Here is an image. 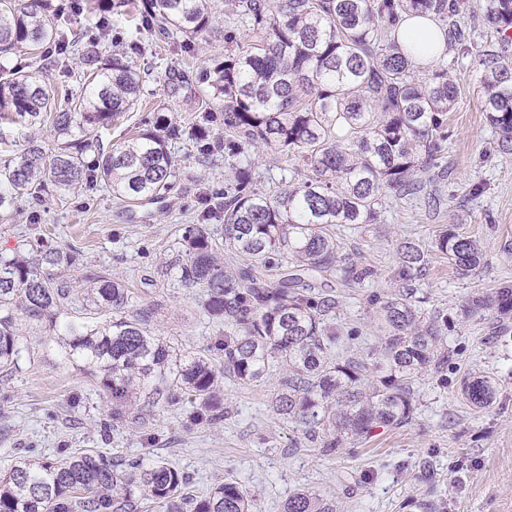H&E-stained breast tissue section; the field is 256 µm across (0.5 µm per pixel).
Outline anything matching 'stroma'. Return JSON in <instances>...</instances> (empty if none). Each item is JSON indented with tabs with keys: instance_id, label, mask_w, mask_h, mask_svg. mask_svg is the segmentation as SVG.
<instances>
[{
	"instance_id": "35a3bbf8",
	"label": "stroma",
	"mask_w": 512,
	"mask_h": 512,
	"mask_svg": "<svg viewBox=\"0 0 512 512\" xmlns=\"http://www.w3.org/2000/svg\"><path fill=\"white\" fill-rule=\"evenodd\" d=\"M228 25L227 12L218 9L217 34L197 41L190 57L158 50L151 37L140 35L143 51L133 62L155 53L156 67L145 77L135 109L99 129V140L116 145L152 128L160 108L185 132L204 110L221 112V103H207V88L196 72L223 54L221 31ZM452 72L459 92L442 155L447 180L433 194L385 198L380 223L362 233L338 229L344 254L373 267L376 275L351 290L327 285L329 295L339 298L337 326L359 333L348 350L364 355L379 342L370 298L393 293L400 244L410 239L425 251L428 264L412 285L426 296L427 310L448 317V362L418 377L411 423L377 429L365 442L325 456L300 442L293 426L275 414L273 381L225 382L224 404L231 414L217 424H192L187 404L155 408L143 428L116 421L104 374L64 361L49 320L20 312L18 364L0 371V472L22 457L87 453L118 466L141 457L172 464L197 496L232 477L249 494L253 512H283L288 495L301 489L332 500L337 512H420L418 504L426 500L439 501L444 512H512V322L496 311L475 322L461 316L471 296L512 283V150L496 146L471 57L459 58ZM169 149L174 175L162 199L129 205L100 182L40 202L25 196L0 214V253L29 255L42 245H75L73 265L55 273L57 285L69 292L64 312L108 319V311L94 310L88 300L90 281L121 283L131 292L130 310L152 308L153 335L207 354L219 365L228 325L204 314L205 289L182 284L174 263L186 227L198 219L202 193L224 188V159L199 164L196 144L186 135L171 140ZM247 155L264 189L288 174V157L264 145L249 147ZM446 228L482 244L484 263L469 277H461L436 248ZM474 371L497 381V398L483 411L467 406L459 393L461 379Z\"/></svg>"
}]
</instances>
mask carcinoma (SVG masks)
I'll use <instances>...</instances> for the list:
<instances>
[{
    "label": "carcinoma",
    "instance_id": "carcinoma-1",
    "mask_svg": "<svg viewBox=\"0 0 512 512\" xmlns=\"http://www.w3.org/2000/svg\"><path fill=\"white\" fill-rule=\"evenodd\" d=\"M236 24L225 29L224 58L200 70L213 99L224 102V142L202 136L200 161L224 154V194L201 199L198 223L183 236L185 259L178 275L206 289L204 312L232 325L224 334V365L149 333L152 311L126 314L128 289L99 280L90 302L112 311L105 322L61 316L67 290L54 269L72 266L76 248L39 249L38 254L0 256V367L18 363L14 311L47 316L61 356L106 375L112 416L124 417L133 391L149 390L148 404L192 401L191 420H224L225 380L257 385L278 377L275 413L291 423L324 455L362 442L377 428L400 427L416 413L415 381L448 362L443 328L426 320L412 288L380 302V343L364 357L343 349L331 321L338 300L318 289L326 276L354 288L373 275L342 258L332 231L337 224L363 228L381 221L384 197L414 195L440 180L439 160L448 141V112L458 78L448 69L421 66L395 39L404 14L430 15L445 32L443 54L467 55L471 45L453 17L458 0H225ZM112 22L138 19L162 43L187 55L214 33L215 0H110ZM482 17L497 38L475 51L484 112L498 134L497 146L512 148V0H483ZM59 44L51 57L46 46ZM116 45L104 57L85 34L68 27L52 0H0V115L34 128L49 122L56 148L45 152L30 140L20 160L0 168V211L22 195L42 197L49 188L69 191L103 182L127 203L157 199L172 177L169 141L184 131L165 115L145 131L103 150L89 129L107 126L139 101L142 74L129 52ZM78 55L86 89L53 94L47 73ZM262 143L292 158L284 185L258 183L240 156ZM97 152L92 167L82 156ZM224 225V244L236 257L218 267L208 224ZM437 250L462 276L483 259L480 242L447 229ZM295 270L283 272L284 257ZM427 263L421 247L401 246L398 276L414 277ZM512 310V285L503 283L474 297L469 318ZM460 392L474 409L496 399L495 377L467 375ZM189 479L156 460L119 470L96 455L62 459L21 458L0 476V512H136L139 499L163 512H252L248 494L232 478L205 497L187 492ZM284 512H336L332 501L309 490L288 496Z\"/></svg>",
    "mask_w": 512,
    "mask_h": 512
}]
</instances>
